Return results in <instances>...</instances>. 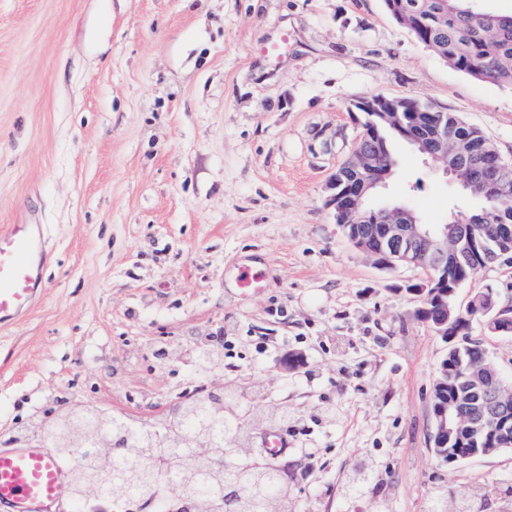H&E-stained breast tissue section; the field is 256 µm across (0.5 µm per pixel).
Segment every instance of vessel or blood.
Wrapping results in <instances>:
<instances>
[{
    "label": "vessel or blood",
    "mask_w": 512,
    "mask_h": 512,
    "mask_svg": "<svg viewBox=\"0 0 512 512\" xmlns=\"http://www.w3.org/2000/svg\"><path fill=\"white\" fill-rule=\"evenodd\" d=\"M47 247L42 225L14 224L0 233V325L14 323L41 293ZM265 274L243 264L241 292L262 288ZM68 472L46 448L26 443L0 446V512H55Z\"/></svg>",
    "instance_id": "obj_1"
}]
</instances>
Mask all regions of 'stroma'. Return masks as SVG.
Returning <instances> with one entry per match:
<instances>
[{
    "label": "stroma",
    "instance_id": "obj_1",
    "mask_svg": "<svg viewBox=\"0 0 512 512\" xmlns=\"http://www.w3.org/2000/svg\"><path fill=\"white\" fill-rule=\"evenodd\" d=\"M283 34L278 62L262 47ZM373 95L453 112L512 160V88L425 50L384 0H0V232L46 225L49 251L38 304L0 326V434L56 398L149 421L205 383L183 359L155 372V344L220 332L230 459L281 430L292 512H512V451L451 470L430 448L447 345L413 315L423 271L378 266L326 205ZM391 147L381 200L427 224L475 208ZM242 262L259 293L235 288ZM486 289L512 308V264L457 305ZM470 337L512 376V333Z\"/></svg>",
    "mask_w": 512,
    "mask_h": 512
}]
</instances>
